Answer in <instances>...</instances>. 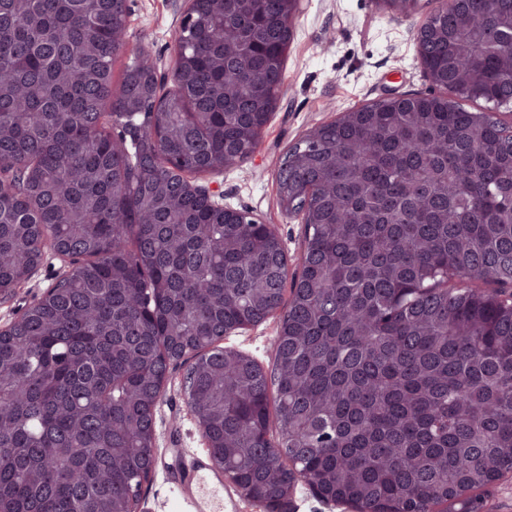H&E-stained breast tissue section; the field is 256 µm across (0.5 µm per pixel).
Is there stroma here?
I'll list each match as a JSON object with an SVG mask.
<instances>
[{"label": "stroma", "mask_w": 512, "mask_h": 512, "mask_svg": "<svg viewBox=\"0 0 512 512\" xmlns=\"http://www.w3.org/2000/svg\"><path fill=\"white\" fill-rule=\"evenodd\" d=\"M128 6V42L143 45L161 60L158 77L164 86H171L179 0H128ZM436 7L435 0H418L411 18L392 20L380 13L374 0H303L284 53L283 96L257 153L240 166L195 176V183L222 185L224 206L248 208L263 223L274 225L286 247L289 275L298 271L306 227L289 217L279 202L278 170L286 152L312 128L344 110L389 96L433 92L418 56L415 31ZM66 270V263L47 251L29 280L12 297L0 299V327L36 302ZM279 327L278 320L269 319L225 338L223 344L269 371ZM183 375V368L171 371L155 410L157 459L142 488L145 512H191L180 490L168 480L166 468L175 454L208 453L186 405Z\"/></svg>", "instance_id": "stroma-1"}]
</instances>
